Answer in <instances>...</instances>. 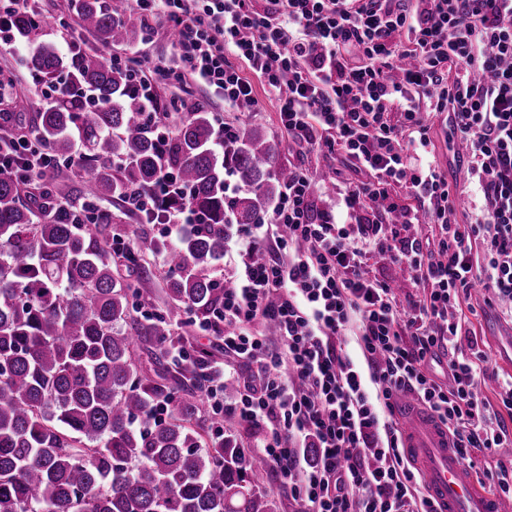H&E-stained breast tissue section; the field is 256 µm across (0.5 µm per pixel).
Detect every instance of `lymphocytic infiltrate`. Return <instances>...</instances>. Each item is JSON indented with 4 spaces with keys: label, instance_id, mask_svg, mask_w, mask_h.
<instances>
[{
    "label": "lymphocytic infiltrate",
    "instance_id": "lymphocytic-infiltrate-1",
    "mask_svg": "<svg viewBox=\"0 0 512 512\" xmlns=\"http://www.w3.org/2000/svg\"><path fill=\"white\" fill-rule=\"evenodd\" d=\"M126 2L177 33V67L111 58L130 71L159 150L169 141L158 129L159 83L192 79L235 111L256 103V77L292 141L345 153L364 175L344 189L345 221L315 214L316 183L298 170L264 223L237 225L234 279L199 323L222 338L229 359L206 390L212 413L259 429L255 453L298 512H436L402 448L397 391L446 427L468 467L492 459L486 478L512 495V432L499 422L512 413V375L490 368L455 315L478 284L512 316V0ZM14 86L0 71V122L10 125L0 134V176H23L39 191L60 164L12 124L4 107ZM442 114L468 147L475 196L465 224L447 175L424 157ZM188 195L164 167L126 203L141 218L161 216L170 235L202 221ZM423 216L438 228L429 242L413 231ZM259 251L264 260L253 261ZM375 256L406 268L419 294L401 302L370 274ZM229 378L239 385L230 409ZM488 382L498 388L493 403L478 393Z\"/></svg>",
    "mask_w": 512,
    "mask_h": 512
}]
</instances>
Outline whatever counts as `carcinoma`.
<instances>
[{
  "mask_svg": "<svg viewBox=\"0 0 512 512\" xmlns=\"http://www.w3.org/2000/svg\"><path fill=\"white\" fill-rule=\"evenodd\" d=\"M74 11L105 48L147 36L125 0H78ZM40 27L30 13L13 20L19 43ZM30 65L39 80L66 77L38 113L36 142L68 159L72 133L82 134L88 154L78 177L93 198L123 200L156 181L155 141L126 70L100 52L74 58L53 41L36 45ZM82 88L98 108L83 104ZM236 134L221 153L211 113L197 109L181 122L168 162L207 223L174 241L136 237L124 259L137 276L125 282L107 251L111 223L78 230L65 211L25 204L21 180L0 177V512H276L247 476L263 462L202 419V362L177 365V382L166 384L174 319L203 318L223 296L215 274L224 225L263 223L288 180L258 126L243 123ZM229 176L240 186L234 197L225 194ZM151 257L162 260L171 306L143 322L134 302L145 298L142 261ZM143 344L154 348L150 374L139 370ZM158 399L173 412L152 424Z\"/></svg>",
  "mask_w": 512,
  "mask_h": 512,
  "instance_id": "obj_1",
  "label": "carcinoma"
}]
</instances>
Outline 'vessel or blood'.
Listing matches in <instances>:
<instances>
[{"label":"vessel or blood","instance_id":"b4317fda","mask_svg":"<svg viewBox=\"0 0 512 512\" xmlns=\"http://www.w3.org/2000/svg\"><path fill=\"white\" fill-rule=\"evenodd\" d=\"M394 410L408 457L421 465L437 512H512V501L481 487L467 472L444 426L412 397L395 396Z\"/></svg>","mask_w":512,"mask_h":512}]
</instances>
